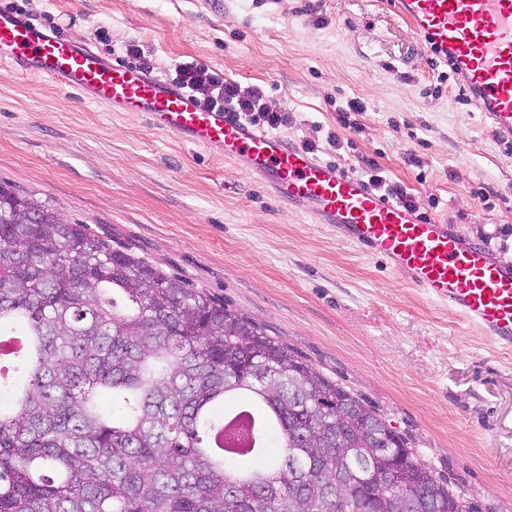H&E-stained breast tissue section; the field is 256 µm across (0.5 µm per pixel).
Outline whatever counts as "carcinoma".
Listing matches in <instances>:
<instances>
[{
	"label": "carcinoma",
	"instance_id": "obj_1",
	"mask_svg": "<svg viewBox=\"0 0 512 512\" xmlns=\"http://www.w3.org/2000/svg\"><path fill=\"white\" fill-rule=\"evenodd\" d=\"M14 337L0 512H404L425 496L422 512H465L385 417L262 324L0 185Z\"/></svg>",
	"mask_w": 512,
	"mask_h": 512
}]
</instances>
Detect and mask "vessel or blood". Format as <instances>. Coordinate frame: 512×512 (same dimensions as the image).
<instances>
[{"label":"vessel or blood","instance_id":"vessel-or-blood-1","mask_svg":"<svg viewBox=\"0 0 512 512\" xmlns=\"http://www.w3.org/2000/svg\"><path fill=\"white\" fill-rule=\"evenodd\" d=\"M419 45L468 88L500 145L512 149V0H393ZM0 65L47 79L110 112H142L160 133L201 147L257 179L279 203L303 211L410 285L448 304L458 320L512 349V264L483 244L425 218L288 137L212 109L139 66L0 9Z\"/></svg>","mask_w":512,"mask_h":512}]
</instances>
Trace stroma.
Wrapping results in <instances>:
<instances>
[{
    "label": "stroma",
    "mask_w": 512,
    "mask_h": 512,
    "mask_svg": "<svg viewBox=\"0 0 512 512\" xmlns=\"http://www.w3.org/2000/svg\"><path fill=\"white\" fill-rule=\"evenodd\" d=\"M154 75L196 62L261 87L282 135L387 185L512 264V152L389 0H0ZM362 111L352 112L349 102ZM338 143H331L330 134ZM0 184L261 322L386 415L467 502L512 512V351L235 164L0 68Z\"/></svg>",
    "instance_id": "obj_1"
}]
</instances>
